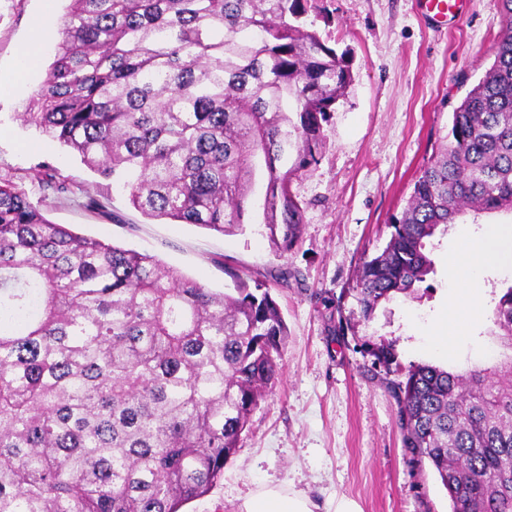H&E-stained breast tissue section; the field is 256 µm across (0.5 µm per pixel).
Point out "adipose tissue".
<instances>
[{"label": "adipose tissue", "mask_w": 512, "mask_h": 512, "mask_svg": "<svg viewBox=\"0 0 512 512\" xmlns=\"http://www.w3.org/2000/svg\"><path fill=\"white\" fill-rule=\"evenodd\" d=\"M512 263V226H489L485 235L466 251L450 255L452 272L462 275V285L476 287L484 268L492 263ZM315 504L304 494L265 486L249 495L241 512H315Z\"/></svg>", "instance_id": "adipose-tissue-1"}]
</instances>
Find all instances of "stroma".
Listing matches in <instances>:
<instances>
[{"mask_svg":"<svg viewBox=\"0 0 512 512\" xmlns=\"http://www.w3.org/2000/svg\"><path fill=\"white\" fill-rule=\"evenodd\" d=\"M67 6L68 0H0V179L24 189L53 223L155 255L213 290L266 284L288 325L278 381L251 413L223 478L183 512H240L243 499L263 484L305 493L322 512L343 496L361 512H449L433 468L404 448L386 373L361 344L395 342L404 367L494 365L503 349L488 334L493 295L512 286V270H485L470 304L456 301L444 258L486 225L512 226V213L465 215L432 251L434 271L421 298L381 304L354 331H337L328 301L340 296L345 309L354 308L342 291L352 286L360 257L385 246L388 224L446 134L451 113L493 63L506 24L498 0H467L443 29L426 23L419 0H309L304 28L348 52L353 78L324 127L317 164L291 183L306 228L282 257L254 216L244 232L224 236L143 216L125 191L21 121L53 60L49 48ZM37 36L40 63L29 66L22 49ZM48 167L69 180L71 193L43 192ZM91 197L104 212L86 209ZM282 270L284 285L275 281ZM450 302L467 331L452 350H426Z\"/></svg>","mask_w":512,"mask_h":512,"instance_id":"1","label":"stroma"}]
</instances>
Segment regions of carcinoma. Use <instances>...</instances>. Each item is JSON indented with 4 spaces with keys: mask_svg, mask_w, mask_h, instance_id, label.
Returning <instances> with one entry per match:
<instances>
[{
    "mask_svg": "<svg viewBox=\"0 0 512 512\" xmlns=\"http://www.w3.org/2000/svg\"><path fill=\"white\" fill-rule=\"evenodd\" d=\"M495 59L452 112L383 249L359 262L339 329L433 272L428 246L470 211H512V0ZM304 0H70L22 121L150 218L243 231L256 176L273 252L299 243L291 191L352 82L347 53L300 25ZM42 188L70 191L55 170ZM489 335L512 350V286ZM270 288L216 292L158 258L53 224L0 181V512H180L223 477L280 376ZM399 366L395 344H365ZM404 447L450 512H512V355L388 382Z\"/></svg>",
    "mask_w": 512,
    "mask_h": 512,
    "instance_id": "1",
    "label": "carcinoma"
}]
</instances>
